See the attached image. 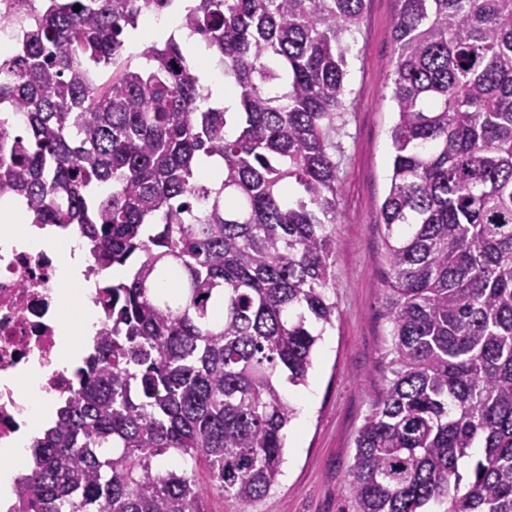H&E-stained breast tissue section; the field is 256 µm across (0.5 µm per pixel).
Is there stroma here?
<instances>
[{
	"label": "stroma",
	"instance_id": "stroma-1",
	"mask_svg": "<svg viewBox=\"0 0 512 512\" xmlns=\"http://www.w3.org/2000/svg\"><path fill=\"white\" fill-rule=\"evenodd\" d=\"M397 11L396 0H366L361 28L349 39L329 288L336 317L317 344L306 384L283 387L298 413L288 427L279 483L244 505L209 495L208 512H354L347 473L355 439L387 373L380 206L390 185V131L397 119L385 87L395 59L391 30Z\"/></svg>",
	"mask_w": 512,
	"mask_h": 512
}]
</instances>
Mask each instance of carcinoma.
<instances>
[{"mask_svg":"<svg viewBox=\"0 0 512 512\" xmlns=\"http://www.w3.org/2000/svg\"><path fill=\"white\" fill-rule=\"evenodd\" d=\"M366 0H195L184 14L239 98L174 35L124 56L177 0H47L0 53V195L75 226L107 328L32 449L16 512H207L279 484L332 324L338 121ZM380 208L388 375L355 439V512H512V0H397ZM81 9L74 10L75 5ZM223 162L196 178L201 158ZM179 459L177 467L163 459ZM468 461L469 475L460 471ZM205 466L209 486L196 480ZM203 82L210 88L212 98L219 104H223L228 111H234L237 107V97L229 85L224 81L214 79L205 67H201L199 73Z\"/></svg>","mask_w":512,"mask_h":512,"instance_id":"obj_1","label":"carcinoma"}]
</instances>
